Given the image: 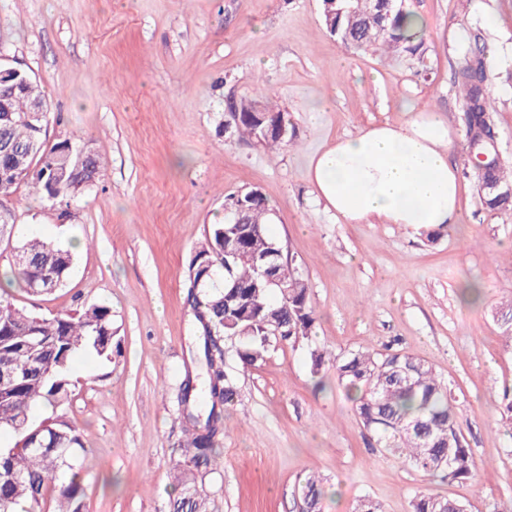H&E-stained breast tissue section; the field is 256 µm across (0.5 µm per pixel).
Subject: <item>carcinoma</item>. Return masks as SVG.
<instances>
[{"label":"carcinoma","instance_id":"1","mask_svg":"<svg viewBox=\"0 0 512 512\" xmlns=\"http://www.w3.org/2000/svg\"><path fill=\"white\" fill-rule=\"evenodd\" d=\"M408 11L391 0H336L323 2V22L329 33L356 49L382 47L398 56L424 64L425 49L420 34H407L402 19ZM474 36L456 72V82L470 112L468 137L475 144L492 136V98L486 90L485 57ZM29 96L13 100V115L0 121V226L17 225L9 199L26 182L45 200L69 203L92 184L99 161L90 155L75 169V155L82 143L65 139L47 143L48 113L28 121L24 118ZM233 118L230 133L253 140L269 150L288 144L291 137L270 132L288 124L272 97L259 105L240 100L229 105ZM494 190L482 191L491 211L512 208V171L494 166ZM254 189H244V206L234 218L211 225L205 241L191 256L184 282L186 302L199 333L198 356L206 366V393L210 408L202 416L195 411L198 385L192 375L180 383L183 407L184 461L169 504V512H207V495L188 465L198 468L215 461V438L223 428L224 405L236 396V382L224 370V338L236 339L242 368L263 362L273 342L295 343L311 336L316 317L309 287L298 271L284 259L276 274L288 283L286 291L267 286L260 259L280 249L271 235V209L263 195L247 199ZM235 238L224 252V236ZM74 265L70 250L51 240L32 239L15 248L13 280L27 293L46 294L67 281ZM497 321L512 340V303L497 312ZM112 308L87 304L75 311L40 318L0 296V432L14 435L12 447L0 448V512H85V488L81 458L86 448L80 434L63 417L37 420L40 407L54 410L65 405L71 394L70 369L75 357L91 353L112 361ZM312 373H321L329 362L336 382L352 395L356 416L369 442L388 449L412 469L438 474L450 484L470 482L475 469L472 451L466 445L462 425L451 403L447 384L424 358L403 350L384 352L350 350L332 355L326 348L309 349ZM301 512H323L324 479L307 476L300 487ZM411 512H465L458 499L420 492L411 502Z\"/></svg>","mask_w":512,"mask_h":512}]
</instances>
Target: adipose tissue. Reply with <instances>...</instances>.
<instances>
[{
  "label": "adipose tissue",
  "mask_w": 512,
  "mask_h": 512,
  "mask_svg": "<svg viewBox=\"0 0 512 512\" xmlns=\"http://www.w3.org/2000/svg\"><path fill=\"white\" fill-rule=\"evenodd\" d=\"M453 133L435 112L366 128L316 154L308 177L345 224H455L458 169L448 160Z\"/></svg>",
  "instance_id": "obj_1"
}]
</instances>
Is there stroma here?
<instances>
[{"label":"stroma","mask_w":512,"mask_h":512,"mask_svg":"<svg viewBox=\"0 0 512 512\" xmlns=\"http://www.w3.org/2000/svg\"><path fill=\"white\" fill-rule=\"evenodd\" d=\"M424 21L428 76L416 60L347 47L322 22V0H0V58L41 85L46 139L88 143L96 182L70 205L29 185L11 198L17 227L0 239V278L27 237L74 254L66 284L17 306L44 318L102 302L120 352L72 363L64 418L90 450L88 512H168L184 434L178 388L198 372L183 279L191 253L224 218L225 195L259 189L275 209L272 236L307 281L317 321L309 341L272 344L264 362L226 368L237 395L224 408L216 462L202 478L208 512H299L300 483L327 481L324 512H353L364 495L411 512L420 490L466 512H512V425L497 410L512 388V345L496 307L512 301V209L484 208L454 81L474 32L497 65L498 163L512 168V0H403ZM274 94L292 138L277 151L224 132L229 100ZM439 113L454 132L456 224L428 241L404 224H344L308 179L336 139L406 113ZM476 281L484 298L464 304ZM337 354L393 346L428 360L448 385L477 463L472 481L426 476L368 446L336 372L313 376L309 345Z\"/></svg>","instance_id":"1"}]
</instances>
